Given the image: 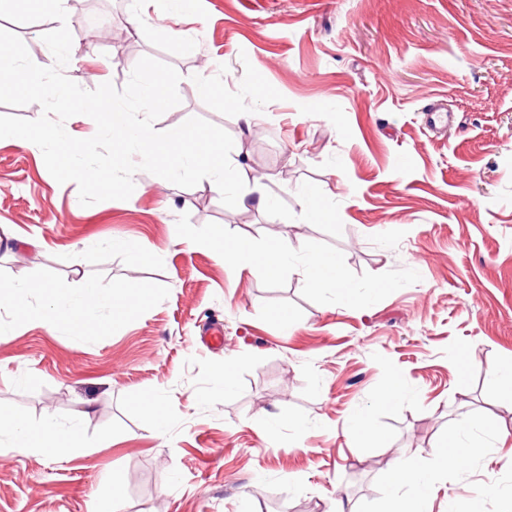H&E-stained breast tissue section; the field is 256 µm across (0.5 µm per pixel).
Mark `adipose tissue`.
Returning <instances> with one entry per match:
<instances>
[{"mask_svg":"<svg viewBox=\"0 0 512 512\" xmlns=\"http://www.w3.org/2000/svg\"><path fill=\"white\" fill-rule=\"evenodd\" d=\"M196 247L213 251L219 259L229 261L245 256L262 261L270 272L281 271L291 258L288 242L270 237L262 246L252 241L227 240L223 228H213L208 234L195 241ZM50 299L38 312L40 321L48 326L63 324L71 327L73 333H81L90 321L87 313L99 305L110 309V325L121 323L132 309L135 300L144 298L143 289L107 288L96 290L94 285H85L79 297L67 295L63 285L50 289ZM9 434L17 448L56 457L73 459L84 452L77 427L62 430L52 423L34 424L12 409L0 406V434ZM471 448L461 445L455 435L434 447L429 453L402 450L392 459L387 494L390 512H421L417 498L406 495L405 489L417 485L423 478L447 470L448 466L459 465L469 460Z\"/></svg>","mask_w":512,"mask_h":512,"instance_id":"obj_1","label":"adipose tissue"}]
</instances>
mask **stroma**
Listing matches in <instances>:
<instances>
[{"mask_svg":"<svg viewBox=\"0 0 512 512\" xmlns=\"http://www.w3.org/2000/svg\"><path fill=\"white\" fill-rule=\"evenodd\" d=\"M64 72L126 85L149 56L180 74L191 117L228 132L241 176L262 169L270 208H229L209 182L135 173L129 199L81 206L39 147L0 139V284L29 285L30 316L0 302V405L78 426L86 453H23L0 439V512H90L120 485L123 512H388L389 463L469 428L481 448L432 481L426 512H512V0H66ZM142 17L130 21L131 12ZM32 60L50 50L26 0L0 14ZM215 86L203 98L199 83ZM448 111L443 132L431 107ZM256 114L247 131L240 114ZM321 196L309 217L303 194ZM286 239L271 276L192 237ZM130 241L149 253L135 261ZM332 254L348 289L311 286L302 248ZM148 290L87 334L35 316L57 282ZM290 327H283L282 317ZM231 369L232 387L221 371ZM401 397L382 406L390 386ZM170 418L155 434L143 400ZM367 415L378 440L345 435Z\"/></svg>","mask_w":512,"mask_h":512,"instance_id":"obj_1","label":"stroma"}]
</instances>
